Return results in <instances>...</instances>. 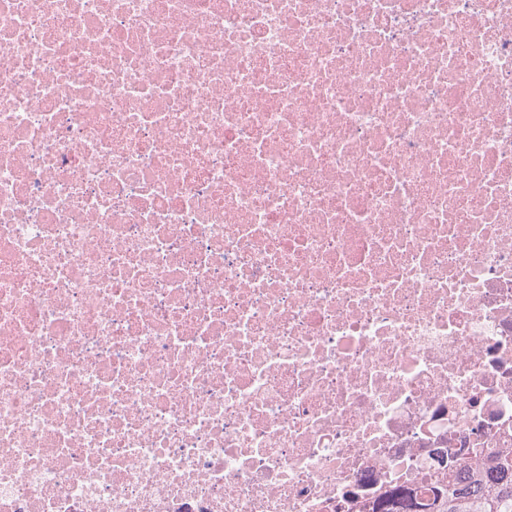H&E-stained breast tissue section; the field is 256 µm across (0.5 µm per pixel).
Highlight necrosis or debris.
<instances>
[{"mask_svg":"<svg viewBox=\"0 0 512 512\" xmlns=\"http://www.w3.org/2000/svg\"><path fill=\"white\" fill-rule=\"evenodd\" d=\"M510 449L512 0H0V512Z\"/></svg>","mask_w":512,"mask_h":512,"instance_id":"obj_1","label":"necrosis or debris"}]
</instances>
